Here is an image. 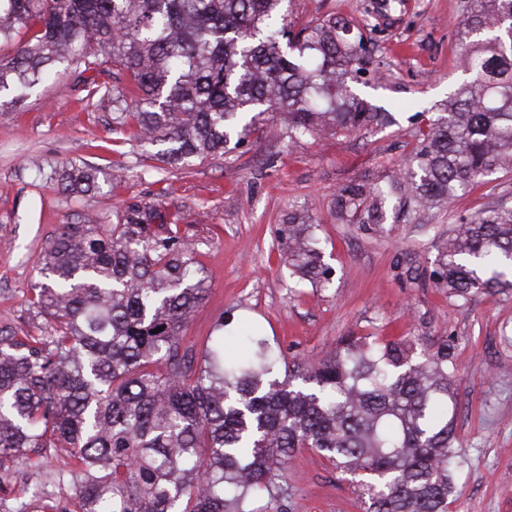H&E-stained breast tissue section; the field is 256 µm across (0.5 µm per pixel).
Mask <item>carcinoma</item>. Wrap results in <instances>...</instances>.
<instances>
[{
  "instance_id": "carcinoma-1",
  "label": "carcinoma",
  "mask_w": 512,
  "mask_h": 512,
  "mask_svg": "<svg viewBox=\"0 0 512 512\" xmlns=\"http://www.w3.org/2000/svg\"><path fill=\"white\" fill-rule=\"evenodd\" d=\"M288 2L0 0V47H15L0 63V98L21 102L65 63L79 100L112 101V132L134 130L177 169L224 155L266 121L291 144L383 121L351 87L362 32L331 16L297 30ZM462 25L470 80L403 181L343 188L339 214L379 218L407 192L445 205L512 171V0H470ZM50 178L81 192L112 180L98 167ZM178 221L133 203L113 221L63 225L45 248L28 302L46 327L0 336V484L17 455L61 452L58 480L73 496L53 512H246L250 497L285 493V464L311 448L350 477L366 512H448L462 461L448 342L431 352L412 338L349 337L281 376L264 341L228 362L221 335L195 368L185 330L207 287ZM315 224L292 213L280 241L290 274L325 287L333 270ZM434 275L463 303L512 288V210L455 226Z\"/></svg>"
}]
</instances>
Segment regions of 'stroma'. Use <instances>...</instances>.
Returning a JSON list of instances; mask_svg holds the SVG:
<instances>
[{
	"instance_id": "1",
	"label": "stroma",
	"mask_w": 512,
	"mask_h": 512,
	"mask_svg": "<svg viewBox=\"0 0 512 512\" xmlns=\"http://www.w3.org/2000/svg\"><path fill=\"white\" fill-rule=\"evenodd\" d=\"M468 0H292L296 24L334 16L367 39L356 90L390 122L296 144L274 128L254 131L230 153L187 169L142 156L112 132L110 102L77 100L68 71L23 103H0V332L23 336L40 319L27 303L40 258L62 225L126 205L179 214L204 266L206 299L186 330L195 358L224 333L238 358L258 334L281 369L314 363L342 339L409 336L421 347L454 346L457 371L448 418L464 453L448 512H512V291L459 305L439 288V242L477 213L512 209V173L460 191L425 211L401 202L383 224L338 216L335 198L353 183L399 178L404 160L465 78L458 66ZM94 166L118 175L87 194L62 192L50 170ZM312 210L332 267L327 288L289 277L278 229ZM280 501L251 499L247 512H364L352 484L328 460L302 449L288 464Z\"/></svg>"
}]
</instances>
